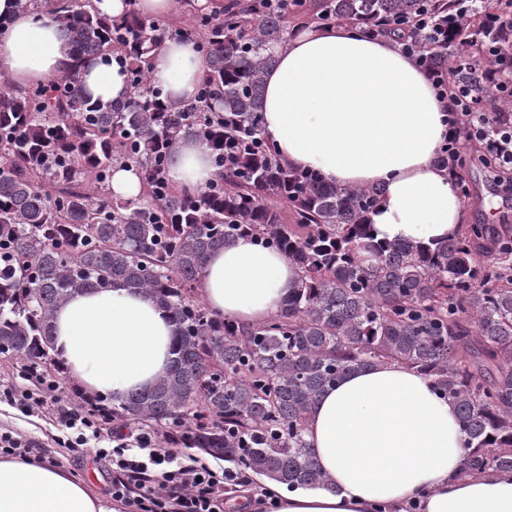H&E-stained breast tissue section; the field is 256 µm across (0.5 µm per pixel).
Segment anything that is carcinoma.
<instances>
[{
  "instance_id": "cac0c4a2",
  "label": "carcinoma",
  "mask_w": 512,
  "mask_h": 512,
  "mask_svg": "<svg viewBox=\"0 0 512 512\" xmlns=\"http://www.w3.org/2000/svg\"><path fill=\"white\" fill-rule=\"evenodd\" d=\"M228 0L185 28L128 10L108 18L90 0H44L74 61L118 55L132 94L93 102L73 65L32 92L0 71V357L56 374L53 319L72 295L115 286L167 308L177 325L171 366L154 386L114 402L79 396L115 433L147 429L290 489L327 487L305 439L318 397L355 368L407 366L456 409L463 477L512 474V225L461 228L432 245L379 244L368 214L378 187H341L282 159L262 134L264 77L297 19L405 39L428 13L444 36H416L418 63L446 73L483 63L495 43L512 68V35L460 0ZM204 47V102L164 99L148 61L174 35ZM212 151L214 179L177 189L178 144ZM238 149L224 166V149ZM141 170L136 199L109 191L117 164ZM291 223L282 221L281 210ZM241 236L283 252L299 279L283 309L242 326L199 293L208 257Z\"/></svg>"
}]
</instances>
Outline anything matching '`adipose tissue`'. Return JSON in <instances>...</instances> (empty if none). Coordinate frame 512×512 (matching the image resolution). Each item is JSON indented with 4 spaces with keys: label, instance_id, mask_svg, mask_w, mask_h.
<instances>
[{
    "label": "adipose tissue",
    "instance_id": "1",
    "mask_svg": "<svg viewBox=\"0 0 512 512\" xmlns=\"http://www.w3.org/2000/svg\"><path fill=\"white\" fill-rule=\"evenodd\" d=\"M0 70L18 86L65 72L60 26L50 16L0 0ZM265 76L262 133L294 167L344 187L379 185L369 215L375 240L430 243L452 237L465 219L448 170L435 164L448 134L441 100L413 55L393 37L349 25L292 31ZM91 100H127L117 62L80 64ZM207 69L190 40H170L149 60L165 98L195 101ZM214 176L211 151L181 141L172 181L195 191ZM299 278L280 251L240 237L207 260L201 293L217 316L263 322L285 304ZM54 349L85 390L122 399L165 375L176 326L148 297L116 287L71 296L55 313ZM306 440L326 488L280 493L275 512H512V475L459 478L464 435L453 405L431 381L391 363L353 370L323 392ZM0 512H113L65 469L27 457H0Z\"/></svg>",
    "mask_w": 512,
    "mask_h": 512
}]
</instances>
